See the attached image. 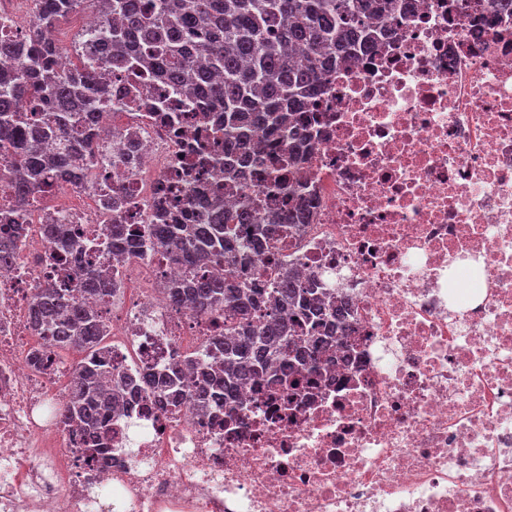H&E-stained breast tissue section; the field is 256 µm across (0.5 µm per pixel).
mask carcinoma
Instances as JSON below:
<instances>
[{
  "label": "carcinoma",
  "instance_id": "obj_1",
  "mask_svg": "<svg viewBox=\"0 0 512 512\" xmlns=\"http://www.w3.org/2000/svg\"><path fill=\"white\" fill-rule=\"evenodd\" d=\"M83 0H44L27 14L28 27L20 40L0 28V58L11 68L0 69V163L11 167L6 209L28 206L41 191L43 174L56 171L66 180L79 178L72 158L91 150L97 125V104L106 85L92 71L77 66L58 70L59 47L52 30L68 22ZM110 29L101 32L110 48L112 67L136 78L147 74L186 87L202 96V111L223 113L216 140L224 161L199 151L188 179L214 176L232 182L239 162L261 131L271 141L257 159L271 173L281 164L280 139L288 138V153L307 138L299 113L317 106L315 96L325 87L329 70L353 56L373 51L392 32L387 20L397 0H97ZM177 192L166 189L153 201V223L131 229L112 225L109 248L119 257L129 247L126 231L147 237L159 258L184 264L195 275L167 284L172 305L186 302L203 312L224 313V334L208 345L224 353L222 365L201 372L191 398L201 408L222 389L231 398L238 385L261 379L272 365L288 364L289 386L312 383L320 372L324 338L319 322L332 317L314 288H301L286 274L277 287L262 288L242 281L230 271L222 277L200 268L245 265L246 250L226 245L231 224L254 221L249 205L233 215L223 214L217 200L207 204L199 224H171L167 209ZM307 206L301 197L272 218L274 224H297ZM46 234L61 252L52 257L59 269L93 242L77 232L50 224ZM83 287L102 297L110 295L112 274L83 273ZM32 323L48 332L47 348L78 347L85 353L75 369L73 396L61 416L71 431L83 436L107 422L112 398L101 390L109 360L101 345L107 327L101 317L69 298L51 283L37 294ZM180 371L161 379L148 374L144 384L171 392L176 401Z\"/></svg>",
  "mask_w": 512,
  "mask_h": 512
}]
</instances>
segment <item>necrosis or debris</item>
<instances>
[{
    "label": "necrosis or debris",
    "instance_id": "necrosis-or-debris-1",
    "mask_svg": "<svg viewBox=\"0 0 512 512\" xmlns=\"http://www.w3.org/2000/svg\"><path fill=\"white\" fill-rule=\"evenodd\" d=\"M394 34L331 73L301 162L285 166L310 206L284 228L286 202L264 170L242 165L223 189H256L260 249L236 274L272 285L285 270L345 305L314 385L287 375L197 409L160 405L135 384L191 357L218 316L173 307L185 268L148 245L86 258L118 286L75 294L105 320L112 373L128 377L106 460L88 465L60 418L74 387L70 354L45 350L31 302L55 274L49 224L106 238L144 224L159 189L190 156L200 102L151 78L110 70L79 182L60 181L19 219L0 268V512H512V11L489 0H400Z\"/></svg>",
    "mask_w": 512,
    "mask_h": 512
}]
</instances>
